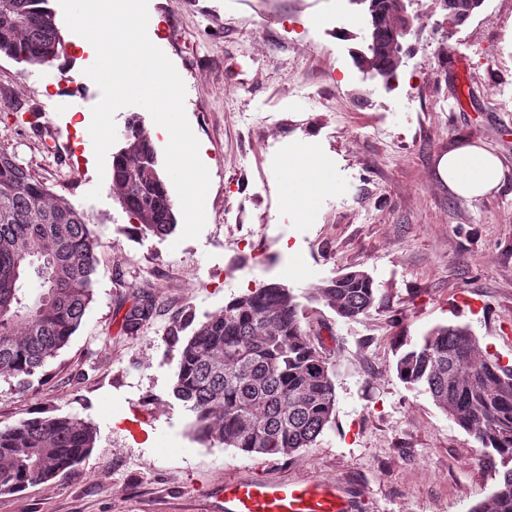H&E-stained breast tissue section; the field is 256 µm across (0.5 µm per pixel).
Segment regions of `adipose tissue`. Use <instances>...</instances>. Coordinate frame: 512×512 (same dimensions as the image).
<instances>
[{
	"label": "adipose tissue",
	"instance_id": "ef3b65f1",
	"mask_svg": "<svg viewBox=\"0 0 512 512\" xmlns=\"http://www.w3.org/2000/svg\"><path fill=\"white\" fill-rule=\"evenodd\" d=\"M440 171L449 189L468 199L482 197L496 189L505 175L502 161L477 144L449 152L440 163Z\"/></svg>",
	"mask_w": 512,
	"mask_h": 512
}]
</instances>
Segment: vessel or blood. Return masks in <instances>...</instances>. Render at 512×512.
Returning a JSON list of instances; mask_svg holds the SVG:
<instances>
[{
	"instance_id": "b4317fda",
	"label": "vessel or blood",
	"mask_w": 512,
	"mask_h": 512,
	"mask_svg": "<svg viewBox=\"0 0 512 512\" xmlns=\"http://www.w3.org/2000/svg\"><path fill=\"white\" fill-rule=\"evenodd\" d=\"M224 512H352L353 504L337 484H294L256 477L225 482Z\"/></svg>"
}]
</instances>
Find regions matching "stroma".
Returning a JSON list of instances; mask_svg holds the SVG:
<instances>
[{
    "mask_svg": "<svg viewBox=\"0 0 512 512\" xmlns=\"http://www.w3.org/2000/svg\"><path fill=\"white\" fill-rule=\"evenodd\" d=\"M413 30L398 83L360 66L363 0H151L149 37L186 87L185 112L210 175L198 238L140 232L88 131L98 86L87 40L62 33L69 73L0 56V149L66 197L99 236L94 300L68 345L17 388L0 377V427L43 409L94 425L70 472L0 495V512H222L225 481L250 475L335 481L356 512H470L488 501L500 457L396 371L398 345L468 327L479 358L512 363V0H484L449 24L438 0H410ZM390 135L374 136L376 127ZM482 143L508 169L497 191L453 193L439 162ZM320 161L308 167V157ZM305 172L310 206L293 200ZM101 197L88 199L92 189ZM238 208L254 231L231 246ZM241 223V224H242ZM373 279L378 307L346 320L309 315L334 363V420L315 447L247 455L197 440L172 394L178 353L206 317L251 287L317 288L339 271ZM157 312L137 334L126 313L145 291Z\"/></svg>",
    "mask_w": 512,
    "mask_h": 512,
    "instance_id": "obj_1",
    "label": "stroma"
}]
</instances>
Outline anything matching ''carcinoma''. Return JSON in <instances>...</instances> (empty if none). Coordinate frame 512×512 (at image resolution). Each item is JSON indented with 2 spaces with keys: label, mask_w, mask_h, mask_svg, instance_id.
Segmentation results:
<instances>
[{
  "label": "carcinoma",
  "mask_w": 512,
  "mask_h": 512,
  "mask_svg": "<svg viewBox=\"0 0 512 512\" xmlns=\"http://www.w3.org/2000/svg\"><path fill=\"white\" fill-rule=\"evenodd\" d=\"M48 0H0V55L29 65L51 63L61 35ZM157 149L135 118L112 155L120 203L156 237L176 226L173 201L160 177ZM100 239L88 216L16 157L0 151V376L24 387L69 342L94 299ZM40 292L28 297L21 281L37 266ZM371 276L348 270L298 294L270 283L236 296L179 343L174 397L194 416L197 438L247 454L287 457L317 445L332 422L333 364L323 342L304 326L313 305L325 303L347 320L376 307ZM153 316L148 299L133 307L126 328ZM477 340L461 325H439L398 356L410 388L471 434L505 467L489 501L471 512H512V365L490 357L471 364ZM96 429L76 416L48 415L0 427V495L44 483L84 460Z\"/></svg>",
  "instance_id": "obj_1"
}]
</instances>
